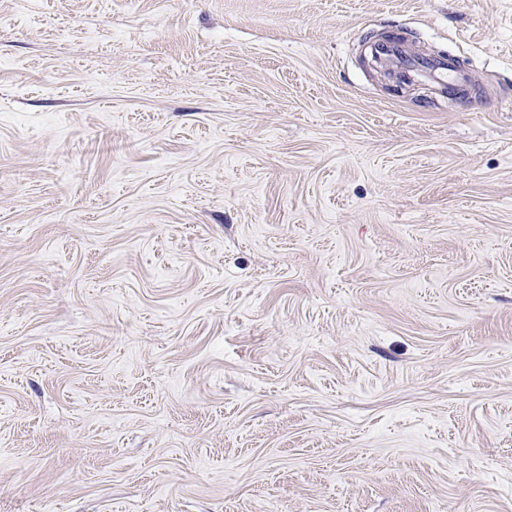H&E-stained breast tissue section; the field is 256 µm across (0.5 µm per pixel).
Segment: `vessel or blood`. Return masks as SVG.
<instances>
[{
	"mask_svg": "<svg viewBox=\"0 0 512 512\" xmlns=\"http://www.w3.org/2000/svg\"><path fill=\"white\" fill-rule=\"evenodd\" d=\"M378 52L398 78L412 80L423 76L432 79L443 93L448 88H463L470 83L468 73L455 55L419 57L403 42L393 40L379 43Z\"/></svg>",
	"mask_w": 512,
	"mask_h": 512,
	"instance_id": "vessel-or-blood-1",
	"label": "vessel or blood"
}]
</instances>
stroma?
<instances>
[{"label":"stroma","mask_w":512,"mask_h":512,"mask_svg":"<svg viewBox=\"0 0 512 512\" xmlns=\"http://www.w3.org/2000/svg\"><path fill=\"white\" fill-rule=\"evenodd\" d=\"M0 512H512V0H0ZM377 48L380 56L398 78L414 80L419 76L427 77L432 79L437 90L443 93H448V86L464 88L470 83L468 73L455 55L419 57L403 42L393 40L382 41Z\"/></svg>","instance_id":"35a3bbf8"}]
</instances>
